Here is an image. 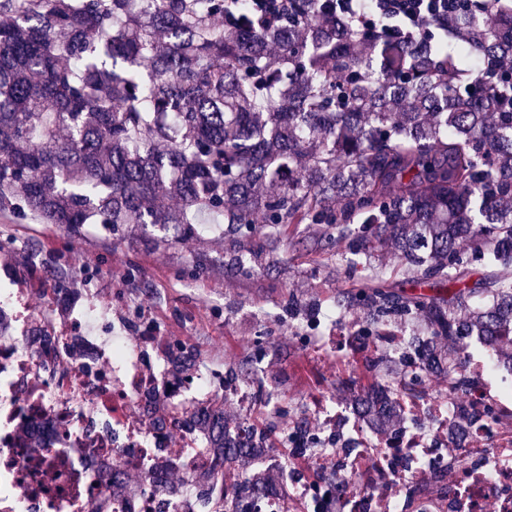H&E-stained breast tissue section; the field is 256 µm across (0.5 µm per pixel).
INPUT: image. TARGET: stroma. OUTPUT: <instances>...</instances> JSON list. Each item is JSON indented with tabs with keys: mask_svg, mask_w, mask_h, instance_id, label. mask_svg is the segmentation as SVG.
<instances>
[{
	"mask_svg": "<svg viewBox=\"0 0 512 512\" xmlns=\"http://www.w3.org/2000/svg\"><path fill=\"white\" fill-rule=\"evenodd\" d=\"M83 265H73V256ZM35 279L40 288H92L128 320L150 308L165 336L181 337V372L228 368L260 379L268 393L297 397L292 366L299 349L285 328L326 311L339 293L365 286L363 268L336 257L330 224H266L235 231L214 226L191 234L164 224L84 225L74 234L34 218L0 214V279ZM272 335L261 374H254L241 337Z\"/></svg>",
	"mask_w": 512,
	"mask_h": 512,
	"instance_id": "1",
	"label": "stroma"
}]
</instances>
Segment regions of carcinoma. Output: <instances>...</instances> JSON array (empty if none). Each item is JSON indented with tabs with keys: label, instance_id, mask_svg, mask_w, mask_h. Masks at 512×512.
Returning <instances> with one entry per match:
<instances>
[{
	"label": "carcinoma",
	"instance_id": "1",
	"mask_svg": "<svg viewBox=\"0 0 512 512\" xmlns=\"http://www.w3.org/2000/svg\"><path fill=\"white\" fill-rule=\"evenodd\" d=\"M0 0V212L86 224H334L355 268L377 249L435 287L375 274L336 296L380 327L420 318L428 375L460 387L467 337L512 365V5L468 0L461 53L425 20L401 49L324 0ZM478 88L457 91L455 69ZM174 199L164 207L160 200ZM448 341V350L439 348ZM257 449L223 445L246 474Z\"/></svg>",
	"mask_w": 512,
	"mask_h": 512
}]
</instances>
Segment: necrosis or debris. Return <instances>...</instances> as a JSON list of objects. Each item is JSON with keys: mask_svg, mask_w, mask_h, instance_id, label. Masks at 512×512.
Returning <instances> with one entry per match:
<instances>
[{"mask_svg": "<svg viewBox=\"0 0 512 512\" xmlns=\"http://www.w3.org/2000/svg\"><path fill=\"white\" fill-rule=\"evenodd\" d=\"M0 299V512H512V367L488 348L463 359L461 392L429 387L406 329L291 327L305 358L354 380L341 400L300 370L298 401L231 371L167 374L173 337L117 333L91 291L63 314L62 292ZM413 387L399 396L386 364ZM223 389L244 414L228 444L287 458L283 485L252 491L225 474L202 412ZM387 395L402 422L377 429L365 400ZM178 483H171V476Z\"/></svg>", "mask_w": 512, "mask_h": 512, "instance_id": "4bbe7bcc", "label": "necrosis or debris"}]
</instances>
